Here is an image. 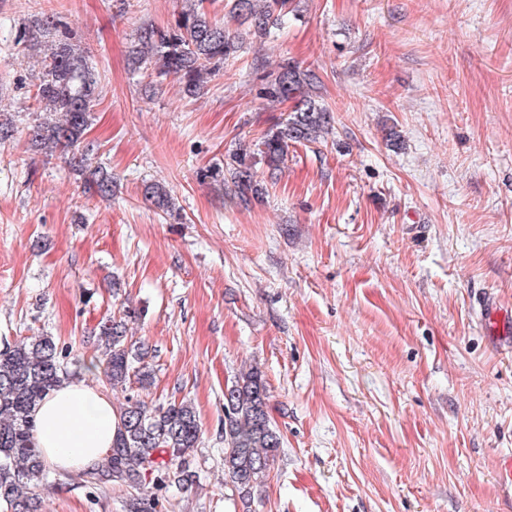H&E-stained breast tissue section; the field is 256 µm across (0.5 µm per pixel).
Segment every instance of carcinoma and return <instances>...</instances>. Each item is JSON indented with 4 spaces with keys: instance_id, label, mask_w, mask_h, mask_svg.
Instances as JSON below:
<instances>
[{
    "instance_id": "1",
    "label": "carcinoma",
    "mask_w": 512,
    "mask_h": 512,
    "mask_svg": "<svg viewBox=\"0 0 512 512\" xmlns=\"http://www.w3.org/2000/svg\"><path fill=\"white\" fill-rule=\"evenodd\" d=\"M206 0H194L174 27L165 32L152 27L140 31L132 50L133 63L157 76L172 75L192 95L204 88V79L224 69L241 48L240 34L213 20ZM292 0H233L231 13L251 34L267 38L275 33ZM46 47L43 73L35 99L53 115L32 130L35 142L68 156L70 166L86 175L88 190L102 198L112 195V175L87 169L92 147L84 143L99 82L88 57L53 20H42L32 33ZM319 75L288 61L263 76L259 95L272 102H293L286 121L269 128L256 150L241 149L226 171L239 201L246 204L262 193L255 166L279 170L288 160L291 144H312L332 129L333 115L318 99ZM94 356L85 369L101 364L114 389L136 377L141 386L152 383L147 352L132 342L128 324L107 320L94 335ZM69 347L48 335L32 336L0 349V509L38 512L31 486L48 471L33 440V412L51 391L70 380ZM120 423L107 463L86 474L93 486L118 482L141 489L147 478L159 490L175 485L188 489L196 482L190 452L202 435L199 415L187 400L150 407L132 397L118 408ZM224 483L248 503L261 487L274 461L281 437L272 424L266 382L256 368L240 373L224 391ZM159 499L136 496L128 512H157Z\"/></svg>"
}]
</instances>
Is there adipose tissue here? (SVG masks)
I'll return each instance as SVG.
<instances>
[{
	"instance_id": "adipose-tissue-1",
	"label": "adipose tissue",
	"mask_w": 512,
	"mask_h": 512,
	"mask_svg": "<svg viewBox=\"0 0 512 512\" xmlns=\"http://www.w3.org/2000/svg\"><path fill=\"white\" fill-rule=\"evenodd\" d=\"M34 443L45 465L59 472L93 470L105 463L117 433L118 415L95 383L63 384L36 408Z\"/></svg>"
}]
</instances>
